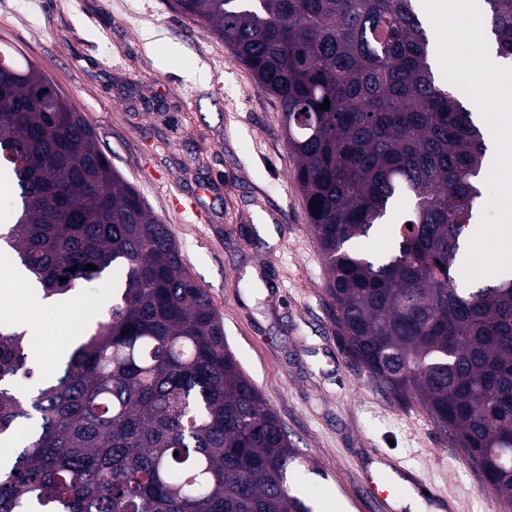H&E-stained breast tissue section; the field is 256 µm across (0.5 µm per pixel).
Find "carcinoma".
Instances as JSON below:
<instances>
[{
    "label": "carcinoma",
    "instance_id": "carcinoma-1",
    "mask_svg": "<svg viewBox=\"0 0 512 512\" xmlns=\"http://www.w3.org/2000/svg\"><path fill=\"white\" fill-rule=\"evenodd\" d=\"M484 2L512 60V0ZM173 4L281 106L347 357L420 405L511 509L512 276L454 277L487 147L433 70L417 0ZM51 84L0 46V175L20 198L0 258L45 299L115 273L117 298L37 387L19 384L38 368L34 335L0 323V512H310L288 486L300 453L169 229L68 96L42 93ZM404 198L410 213L387 224ZM385 225L384 254L356 249Z\"/></svg>",
    "mask_w": 512,
    "mask_h": 512
}]
</instances>
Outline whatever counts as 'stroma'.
I'll use <instances>...</instances> for the list:
<instances>
[{
    "label": "stroma",
    "instance_id": "1",
    "mask_svg": "<svg viewBox=\"0 0 512 512\" xmlns=\"http://www.w3.org/2000/svg\"><path fill=\"white\" fill-rule=\"evenodd\" d=\"M71 98L102 151L169 230L224 321L241 368L301 454L289 477L312 512H503L493 487L419 406L378 387L343 352L277 102L220 37L171 0H0V43ZM186 203L173 208L172 199ZM269 218L275 242L258 234ZM31 283L0 267V317L26 319ZM92 317L44 320L43 374L106 315V279L74 292ZM389 484L380 510L368 480Z\"/></svg>",
    "mask_w": 512,
    "mask_h": 512
}]
</instances>
